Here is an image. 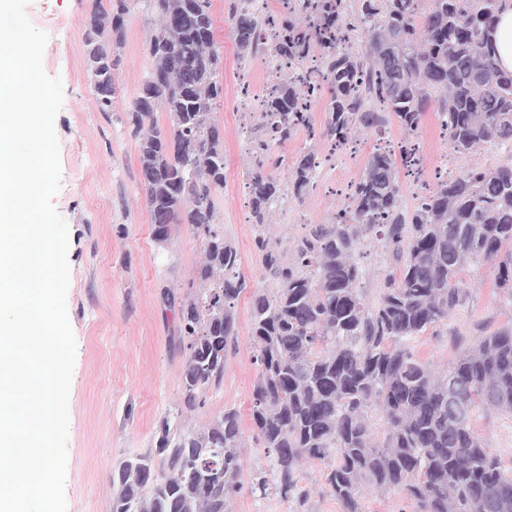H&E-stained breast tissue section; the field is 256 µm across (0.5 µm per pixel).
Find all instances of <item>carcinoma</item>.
<instances>
[{
    "mask_svg": "<svg viewBox=\"0 0 512 512\" xmlns=\"http://www.w3.org/2000/svg\"><path fill=\"white\" fill-rule=\"evenodd\" d=\"M161 18L150 71L128 110L139 140L141 181L155 241L186 224L204 243L195 287L182 299L177 333L185 353L182 400L159 423L156 453L125 460L112 478V512H229L242 470L238 412L203 429L183 425L202 394L224 378L238 336L236 304L245 280L238 249L224 236L215 197L224 188V135L213 112L224 98L210 0H150ZM310 13L280 20L277 52L313 55L331 96L325 120L300 111L302 85L282 81L256 120L248 190L254 246L273 288L253 291L249 336L257 379L252 420L274 477L251 489L284 500L307 498L296 464L327 460L325 485L344 512H363L360 490H402L417 512H512V473L476 436L474 413L512 412V331L468 345L437 370L412 342L462 307L463 274L512 245V72L496 66L492 21L500 0H306ZM130 0H94L84 32L86 67L99 110L112 111V71L121 63ZM240 63L262 56L265 0L230 7ZM357 32V47L336 41ZM163 107L170 126L158 125ZM446 121L448 146L467 156L495 148L509 162L469 167L407 206V159L377 142L350 202L324 224H307L289 243L268 234L274 200L301 201L314 187L316 144L395 122L414 144L427 108ZM297 133L305 140L285 175L271 151ZM387 267L370 300L363 260ZM383 420L377 440L372 411Z\"/></svg>",
    "mask_w": 512,
    "mask_h": 512,
    "instance_id": "carcinoma-1",
    "label": "carcinoma"
}]
</instances>
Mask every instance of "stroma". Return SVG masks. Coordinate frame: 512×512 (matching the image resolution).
I'll return each mask as SVG.
<instances>
[{
	"mask_svg": "<svg viewBox=\"0 0 512 512\" xmlns=\"http://www.w3.org/2000/svg\"><path fill=\"white\" fill-rule=\"evenodd\" d=\"M225 0H211L214 40L223 59V103L213 118L224 135V190L216 206L224 233L237 245L248 287L238 303L236 348L220 385L203 394L186 426L202 428L224 409L240 413L244 432L241 490L231 512H343L324 484L325 463L302 462L300 484L305 506L276 494L260 497L249 489L254 472L271 471L272 460L255 440L250 399L257 368L252 361L248 325L250 289L264 286L262 259L253 245L249 209L238 194L250 158L240 142L239 119L229 101L239 67L234 35L224 17ZM94 0H29L26 13L48 36L43 65L60 78L63 105L55 119L62 184L52 204L69 226L70 284L66 304L76 339L66 443L67 512H111L112 472L128 457L155 451L160 420L182 396L185 361L176 333L174 299L183 298L203 243L184 224L173 225L167 244L155 242L141 184L137 141L127 111L151 66L150 39L160 27L143 0H134L126 18L122 61L113 73V109L99 111L86 70L85 23ZM339 205L334 197L311 191L298 212L278 217L271 232L291 239L304 220L318 221ZM467 303L413 343L417 358L443 370L454 362L453 340L469 341L512 330V298L497 285L496 263L471 266ZM475 435L512 470V413L477 410Z\"/></svg>",
	"mask_w": 512,
	"mask_h": 512,
	"instance_id": "1",
	"label": "stroma"
}]
</instances>
